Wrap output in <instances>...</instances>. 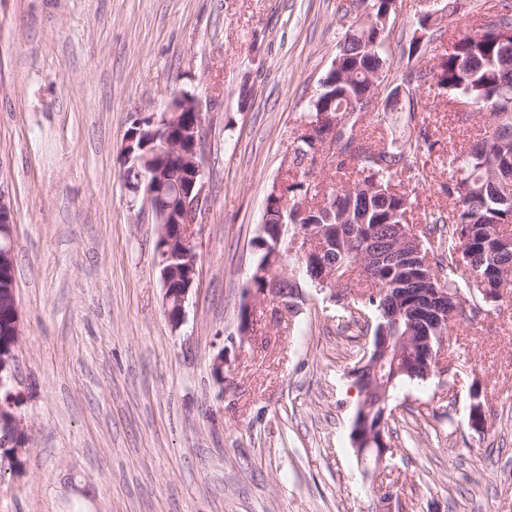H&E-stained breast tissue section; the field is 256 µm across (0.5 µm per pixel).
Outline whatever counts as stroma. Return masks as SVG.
<instances>
[{"mask_svg":"<svg viewBox=\"0 0 512 512\" xmlns=\"http://www.w3.org/2000/svg\"><path fill=\"white\" fill-rule=\"evenodd\" d=\"M342 0H0V192L14 211L19 411L29 441L0 470V512H512V288L449 331L443 369L399 384L386 471L351 436L354 369L372 345L341 322L365 282L305 288L299 314L241 308L274 181L344 30ZM397 0L386 83L419 15ZM202 102L209 202L199 278L172 329L155 217L120 153L132 122ZM436 138L462 142L447 94ZM412 184L414 222L448 209L441 160ZM223 354L224 380L210 365ZM456 403H449V392ZM479 392L485 433L468 425Z\"/></svg>","mask_w":512,"mask_h":512,"instance_id":"1","label":"stroma"}]
</instances>
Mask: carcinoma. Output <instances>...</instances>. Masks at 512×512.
<instances>
[{"mask_svg": "<svg viewBox=\"0 0 512 512\" xmlns=\"http://www.w3.org/2000/svg\"><path fill=\"white\" fill-rule=\"evenodd\" d=\"M371 19L358 28L368 32V38L343 36L336 57L341 69L325 74L320 92L309 105L304 122L312 123L321 112L343 119L335 137L327 140L334 152L335 166L341 170L354 162L355 178L352 184L324 185L309 179L306 168L315 160L316 144L305 138L297 140L291 161L292 175L287 177L279 198H270L265 209V223L278 224L299 202L308 204L307 216L301 223L290 225V230H303L307 224H364L378 234H386L414 209V200L396 186L405 181V174L414 172L413 163L421 157L429 158L441 151L440 140L433 138L426 118L416 120L423 110L420 92L442 89L448 102L464 99L474 105V111L464 112L458 121L467 123L474 114L486 112L489 127L496 139L488 143L486 135L477 134L473 141L448 147V181L441 190L452 200L446 212L432 213L425 218L417 235L424 249L430 251L436 276L433 285L444 288L455 298L457 309L452 321L471 319L483 311L484 305L501 298L500 289L512 283V254L499 249V236L512 227V0H498L478 19L476 29L458 34L444 53H434L436 42L431 32L436 19L430 14L418 21L420 35L412 37L408 67L412 86L389 107L373 113L374 128L381 131L379 144L368 146L363 142L359 123L361 102L374 95L373 79L379 70L388 71L391 59L388 43L394 15L393 0H369ZM407 113L413 129L396 134L390 128L393 113ZM366 183L376 186L374 194L360 191ZM470 257L466 265L485 273L489 260L496 263L495 274L489 281L478 279L462 268L461 261ZM282 266H276L267 277L255 279L254 287H265L266 280L281 279L282 287L289 289V278ZM400 278L399 272L381 270L372 281L376 291L370 293L368 303L374 308V326L364 322V328L373 331L387 329L391 336L405 332V323L395 326L384 318L383 304L388 299L385 290ZM8 307L0 308V348H8L14 340L9 332ZM384 375L392 385L406 380H423V371L399 373L392 360H385Z\"/></svg>", "mask_w": 512, "mask_h": 512, "instance_id": "cac0c4a2", "label": "carcinoma"}]
</instances>
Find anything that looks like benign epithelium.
Listing matches in <instances>:
<instances>
[{"instance_id":"1","label":"benign epithelium","mask_w":512,"mask_h":512,"mask_svg":"<svg viewBox=\"0 0 512 512\" xmlns=\"http://www.w3.org/2000/svg\"><path fill=\"white\" fill-rule=\"evenodd\" d=\"M203 109L200 100L188 93L171 101L167 109L158 116L138 119L127 134L120 156L122 168L133 158L142 162L145 173L143 180L129 187L134 195H143L159 224L156 250L160 277L164 287V310L173 328L182 325L185 319V304L189 299L198 276L197 226L200 215L208 203L207 183L200 162L201 143L203 137ZM155 157L164 159V163L175 164L183 169L185 179L176 183L166 177L164 168L150 164ZM13 215L10 202L0 192V267L4 261L12 259ZM326 248L315 247L307 242L301 260L316 264L323 268L320 285L335 286L338 269L324 260ZM356 262L354 266L361 271L376 269L384 264H397L399 269L409 276L411 281H419L425 287L418 289L413 306L410 309L412 322L424 327L425 335L414 336L408 332L397 337L396 357L407 354L409 364H422L431 372L437 365L439 357L431 346L430 335L443 340L448 331V293L438 288H429L432 279L424 272L425 263L419 259L421 240L401 224L397 226L391 250L385 251L375 244L371 231L358 237ZM180 261L183 265L184 277H179L177 267L167 262ZM11 308L12 321L10 330L13 336L21 335L20 311L11 288L0 290V303ZM16 357L14 351L0 352V386L10 384L11 389L0 398V425L9 422L15 439L19 443L12 444L14 453L20 454L25 447L28 436L18 409L21 393L17 390ZM369 373L370 385L366 393L373 390L383 391L384 378L382 361L379 359H363ZM359 456L376 458V467H381L384 455L388 450L381 427L367 430L357 442Z\"/></svg>"}]
</instances>
